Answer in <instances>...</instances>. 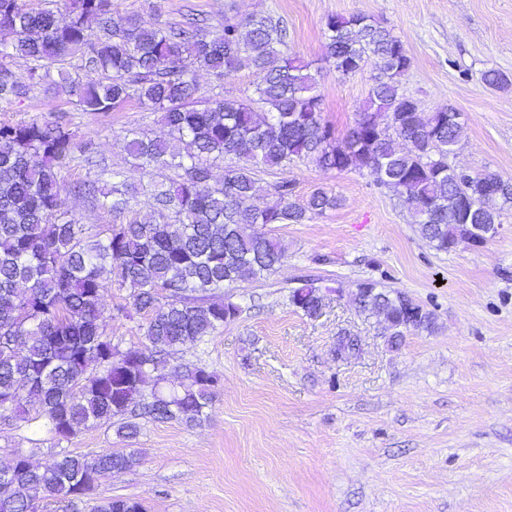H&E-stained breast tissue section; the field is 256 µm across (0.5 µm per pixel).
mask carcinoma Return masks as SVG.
<instances>
[{
  "instance_id": "cac0c4a2",
  "label": "carcinoma",
  "mask_w": 512,
  "mask_h": 512,
  "mask_svg": "<svg viewBox=\"0 0 512 512\" xmlns=\"http://www.w3.org/2000/svg\"><path fill=\"white\" fill-rule=\"evenodd\" d=\"M61 20L49 7L0 0V102L21 101L33 87L58 84L84 112H111L127 102L160 113L169 137L129 130L121 148L134 182L101 164L67 123L39 116L0 123V420H43L58 440L91 426L138 436L144 420L198 425L209 415L218 377L196 363L167 359L206 341L242 313L227 296L235 284L274 273L286 251L275 224H304L340 205L324 188L293 199L291 183L274 185L279 201L257 204L259 168L284 171L305 161L325 171L367 169L373 181L413 208L418 234L440 252L469 244L472 230L496 234L501 211L512 207V179L493 173L461 179L448 164L458 145L461 113L451 106L416 112L401 91L411 65L402 41L363 14L331 15L323 55L351 75L372 60L376 74L354 124L342 136L322 115L310 65L283 51L284 21L252 15L204 29L195 22L145 26L120 14L112 0H65ZM21 56L22 80L6 63ZM100 74L85 82L65 63ZM247 67L255 75L245 99L205 98L197 73L221 81ZM83 156L95 178L69 192L120 219L104 228L82 224L63 209L59 172ZM225 162L214 182L212 163ZM145 196L150 212L139 207ZM126 291L125 303L105 309L103 293ZM360 312L377 319L381 336L399 349L412 332L434 328V314L402 292L360 283L351 292ZM321 287L308 279L288 293L289 305L313 317ZM138 320L141 342L124 349L106 335L112 316ZM358 338L341 332L335 354L347 359ZM140 463L138 452L110 449L89 457L58 454L42 465L16 453L0 468L10 512H41L49 497L79 504L114 471ZM92 512H143L131 499L103 498Z\"/></svg>"
}]
</instances>
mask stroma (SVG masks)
<instances>
[{"instance_id":"1","label":"stroma","mask_w":512,"mask_h":512,"mask_svg":"<svg viewBox=\"0 0 512 512\" xmlns=\"http://www.w3.org/2000/svg\"><path fill=\"white\" fill-rule=\"evenodd\" d=\"M119 13L175 23L194 15L217 25L272 14L288 25L289 54L309 62L323 116L345 133L365 100L373 64L341 77L323 57L328 16L362 13L391 29L412 59L402 90L424 111L453 106L464 132L449 161L469 174L512 178V0H112ZM509 79L483 84L484 71ZM63 117L97 156L124 166L120 138L168 129L130 103L83 112L62 90L38 87L0 102V122ZM264 202L290 180L296 200L325 187L340 206L273 234L287 250L274 274L236 284L243 311L205 343L186 346L170 367L193 362L220 380L210 417L189 428L143 423L138 466L102 480L87 505L108 497L144 512H512V209L484 244L445 253L415 230L406 204L367 171L296 163L259 169ZM327 294L309 317L288 302L303 277ZM407 294L433 312L432 331L390 350L375 319L349 297L357 283ZM361 340L357 356L334 354L336 335ZM112 428L57 439L40 422L0 423V466L16 451L36 464L59 451L95 455L121 447Z\"/></svg>"}]
</instances>
